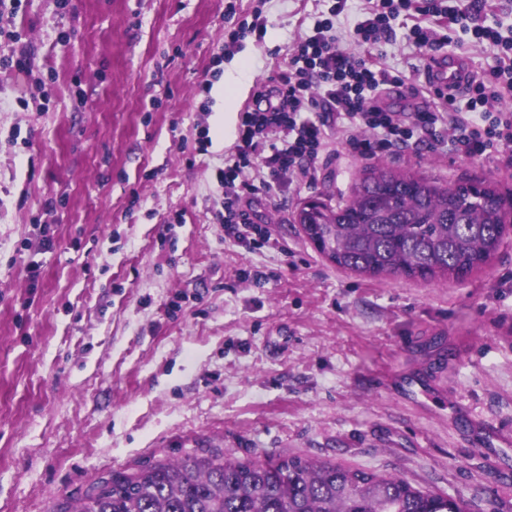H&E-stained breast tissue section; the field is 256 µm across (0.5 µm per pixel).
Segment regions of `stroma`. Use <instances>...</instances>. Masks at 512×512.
Instances as JSON below:
<instances>
[{
    "mask_svg": "<svg viewBox=\"0 0 512 512\" xmlns=\"http://www.w3.org/2000/svg\"><path fill=\"white\" fill-rule=\"evenodd\" d=\"M327 8L24 0L27 67L0 68V512H58L112 473L202 447L310 456L512 512V444L491 440L512 434V233L460 281L337 268L294 222L308 199H348L368 164L330 121L332 163L254 197L269 243L224 234V73L247 59L245 111ZM257 10L264 37L229 44ZM392 28L378 50L407 84L378 105L434 107L411 91L424 56ZM445 50L478 78L495 65L460 32ZM376 160L482 180L512 204V147Z\"/></svg>",
    "mask_w": 512,
    "mask_h": 512,
    "instance_id": "obj_1",
    "label": "stroma"
}]
</instances>
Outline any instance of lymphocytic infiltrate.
<instances>
[{
  "mask_svg": "<svg viewBox=\"0 0 512 512\" xmlns=\"http://www.w3.org/2000/svg\"><path fill=\"white\" fill-rule=\"evenodd\" d=\"M350 0H335L328 16L293 48L286 78L260 84L255 109L241 115L235 152L217 173L224 187V232L246 240L261 235L252 197L268 194L285 176L306 172L327 149L325 122L311 117L315 101L336 116L346 144L359 157L403 151L427 141L446 142L459 158L473 160L512 145V111L499 100L512 97V36L503 37L487 23V0H364L362 20L349 33L365 47L362 55L346 52L334 33L337 17ZM406 22L404 39L421 55L441 51L447 29L456 27L479 43L498 47L491 82L468 88L465 106L445 97L439 106L402 117L376 103V91L404 80L375 48L391 35L390 23Z\"/></svg>",
  "mask_w": 512,
  "mask_h": 512,
  "instance_id": "lymphocytic-infiltrate-1",
  "label": "lymphocytic infiltrate"
}]
</instances>
